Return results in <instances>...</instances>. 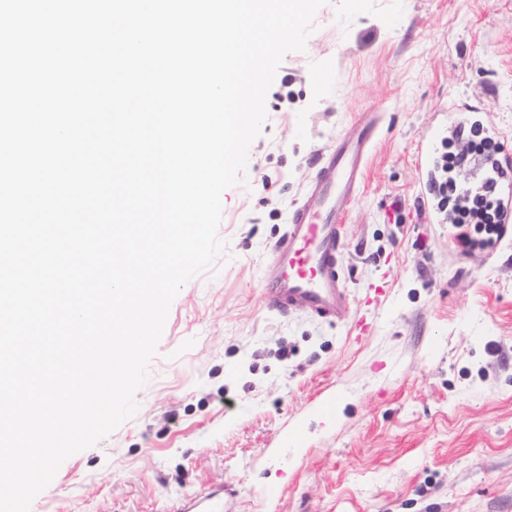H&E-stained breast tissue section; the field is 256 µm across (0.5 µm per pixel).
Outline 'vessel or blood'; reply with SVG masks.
Here are the masks:
<instances>
[{"instance_id":"b4317fda","label":"vessel or blood","mask_w":512,"mask_h":512,"mask_svg":"<svg viewBox=\"0 0 512 512\" xmlns=\"http://www.w3.org/2000/svg\"><path fill=\"white\" fill-rule=\"evenodd\" d=\"M376 131L369 124L349 127L325 155L264 269L265 302L284 312L302 308L323 319L352 320L340 256L341 216L361 180ZM502 226L512 225V156H503L482 177Z\"/></svg>"}]
</instances>
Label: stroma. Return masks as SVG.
I'll list each match as a JSON object with an SVG mask.
<instances>
[{
  "label": "stroma",
  "mask_w": 512,
  "mask_h": 512,
  "mask_svg": "<svg viewBox=\"0 0 512 512\" xmlns=\"http://www.w3.org/2000/svg\"><path fill=\"white\" fill-rule=\"evenodd\" d=\"M465 111L512 152V0L319 8L267 94L246 184L222 195L226 250L173 301L136 414L30 512H178L218 490L223 512H512V236L459 254L425 153L437 136L462 152ZM355 121L378 131L343 215L361 336L270 312L262 278Z\"/></svg>",
  "instance_id": "stroma-1"
}]
</instances>
